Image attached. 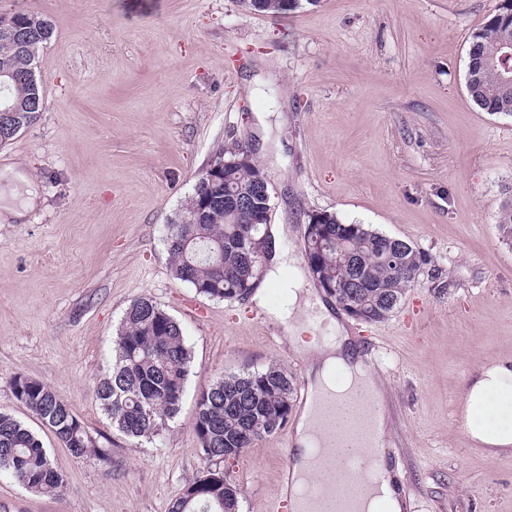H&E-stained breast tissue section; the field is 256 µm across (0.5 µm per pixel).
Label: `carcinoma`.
Listing matches in <instances>:
<instances>
[{"instance_id":"cac0c4a2","label":"carcinoma","mask_w":512,"mask_h":512,"mask_svg":"<svg viewBox=\"0 0 512 512\" xmlns=\"http://www.w3.org/2000/svg\"><path fill=\"white\" fill-rule=\"evenodd\" d=\"M49 19L38 12L0 17V71L11 76L0 84V99L17 106L15 122L0 123V145L14 140L34 124L44 110L43 81L29 78L39 50L53 36ZM512 50V0H498L486 22L471 36L466 62V89L473 102L492 115L512 117V71L501 64ZM252 166H224L228 190H256ZM324 259L327 283L349 271L356 281L345 282L332 298L351 306L369 321L392 314L424 263L410 243L381 234L363 224L347 223L331 212ZM502 242L512 246V186L503 189L496 216ZM263 234L245 219H233L223 205L212 208L200 224H177L167 231L166 245L172 276L196 292L222 301L251 293L255 261L247 254L248 234ZM224 266V271L217 267ZM112 371L100 379L96 397L112 425L133 439L156 436L179 413L191 361L180 323L153 300H134L115 339ZM14 397L23 403L76 457L109 460L71 408L49 386L22 374L11 378ZM288 371L276 366L231 373L202 389L197 397L194 431L206 469L168 512H235L239 489L218 467L238 458L264 435L274 433L271 420L292 400ZM6 474L29 491L55 495L64 485L62 470L41 440L21 421L0 413V475Z\"/></svg>"}]
</instances>
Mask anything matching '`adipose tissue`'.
I'll list each match as a JSON object with an SVG mask.
<instances>
[{
	"mask_svg": "<svg viewBox=\"0 0 512 512\" xmlns=\"http://www.w3.org/2000/svg\"><path fill=\"white\" fill-rule=\"evenodd\" d=\"M267 280L282 284L288 291L289 311L268 308L265 289H257L252 301L256 307L267 309L271 319L282 325L293 350L309 359L308 377L311 387H329L345 390L353 378L364 380L376 394H383L382 384L365 368L354 343L344 326H337L333 345H320L310 337L309 329L300 319L302 310L320 306V298L308 289L301 273L284 278L283 272L292 258L274 251ZM462 419L471 441L484 447L489 456L512 449V361L491 359L480 365L466 381L462 399ZM298 455L294 468L304 484H316L328 478L329 472L321 467H309L304 457L319 453L312 408H305L295 425Z\"/></svg>",
	"mask_w": 512,
	"mask_h": 512,
	"instance_id": "ef3b65f1",
	"label": "adipose tissue"
}]
</instances>
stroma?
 I'll return each mask as SVG.
<instances>
[{"label": "stroma", "mask_w": 512, "mask_h": 512, "mask_svg": "<svg viewBox=\"0 0 512 512\" xmlns=\"http://www.w3.org/2000/svg\"><path fill=\"white\" fill-rule=\"evenodd\" d=\"M496 0H318L286 14L240 0H0L55 27L39 52L45 109L0 147V411L24 422L65 471L61 493L0 476L8 512H168L205 469L197 396L222 375L302 358L250 300L196 292L169 269L167 227L207 163L256 146L270 220L304 259L306 212L407 241L434 265L385 321L333 316L384 383L385 456L405 512H512V451L487 457L460 418L466 376L512 357V248L495 217L512 184V118L465 87L472 33ZM147 296L191 351L177 417L153 440L115 430L95 395L128 306ZM23 374L50 386L111 459L75 457L12 394ZM289 428L224 470L240 512H273Z\"/></svg>", "instance_id": "stroma-1"}]
</instances>
